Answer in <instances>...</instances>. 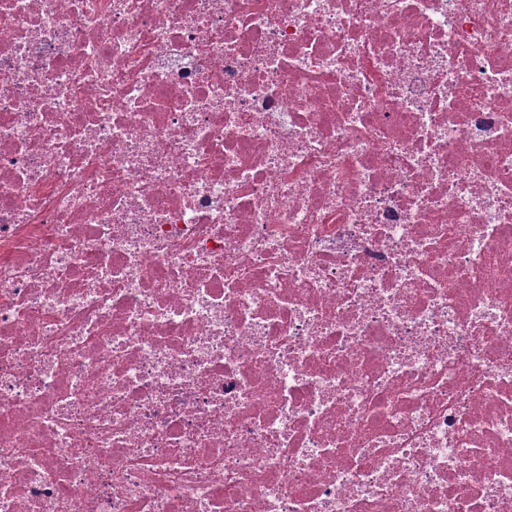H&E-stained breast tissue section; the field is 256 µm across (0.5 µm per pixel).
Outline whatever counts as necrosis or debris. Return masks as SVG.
I'll list each match as a JSON object with an SVG mask.
<instances>
[{
    "label": "necrosis or debris",
    "mask_w": 512,
    "mask_h": 512,
    "mask_svg": "<svg viewBox=\"0 0 512 512\" xmlns=\"http://www.w3.org/2000/svg\"><path fill=\"white\" fill-rule=\"evenodd\" d=\"M0 512H512V0H0Z\"/></svg>",
    "instance_id": "4bbe7bcc"
}]
</instances>
